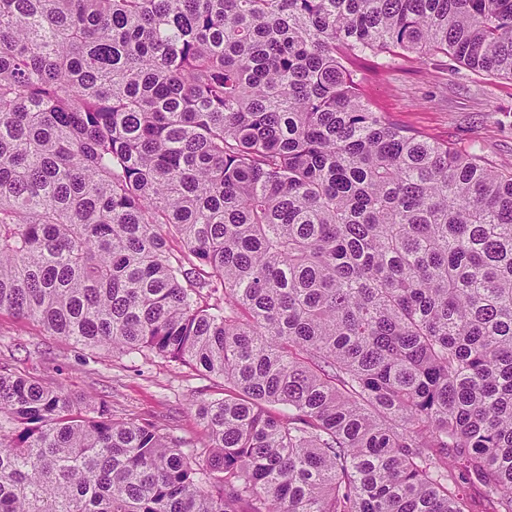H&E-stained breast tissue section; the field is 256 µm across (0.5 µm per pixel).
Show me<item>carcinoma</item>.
<instances>
[{
  "instance_id": "carcinoma-1",
  "label": "carcinoma",
  "mask_w": 512,
  "mask_h": 512,
  "mask_svg": "<svg viewBox=\"0 0 512 512\" xmlns=\"http://www.w3.org/2000/svg\"><path fill=\"white\" fill-rule=\"evenodd\" d=\"M396 49L512 77V0H0V312L224 384L187 440L0 365V512H512V172ZM363 76L376 112L424 137L512 170V78L472 72L445 53L426 65L381 54ZM492 110H497L493 112Z\"/></svg>"
}]
</instances>
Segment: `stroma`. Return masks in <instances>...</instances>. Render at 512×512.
Here are the masks:
<instances>
[{
    "instance_id": "35a3bbf8",
    "label": "stroma",
    "mask_w": 512,
    "mask_h": 512,
    "mask_svg": "<svg viewBox=\"0 0 512 512\" xmlns=\"http://www.w3.org/2000/svg\"><path fill=\"white\" fill-rule=\"evenodd\" d=\"M364 90L389 121L512 170V78L472 72L441 52L423 65L383 54L366 72ZM4 361L16 373L104 398L116 416L145 419L188 439L201 432L197 403L222 392L220 379L153 357L83 350L8 312L0 313Z\"/></svg>"
}]
</instances>
